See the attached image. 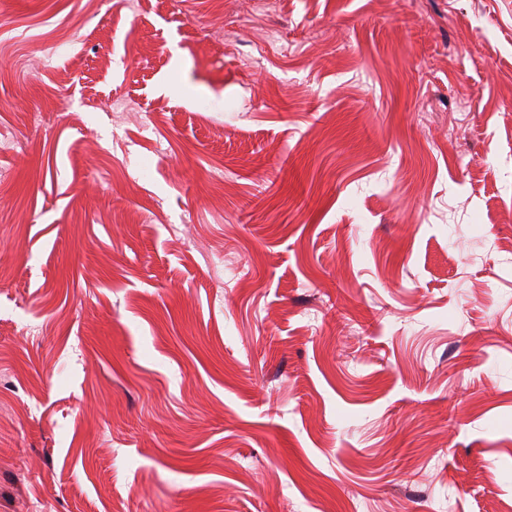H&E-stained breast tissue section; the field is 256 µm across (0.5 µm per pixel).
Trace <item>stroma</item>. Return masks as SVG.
Instances as JSON below:
<instances>
[{
  "mask_svg": "<svg viewBox=\"0 0 512 512\" xmlns=\"http://www.w3.org/2000/svg\"><path fill=\"white\" fill-rule=\"evenodd\" d=\"M512 0H0V512L512 506Z\"/></svg>",
  "mask_w": 512,
  "mask_h": 512,
  "instance_id": "obj_1",
  "label": "stroma"
}]
</instances>
